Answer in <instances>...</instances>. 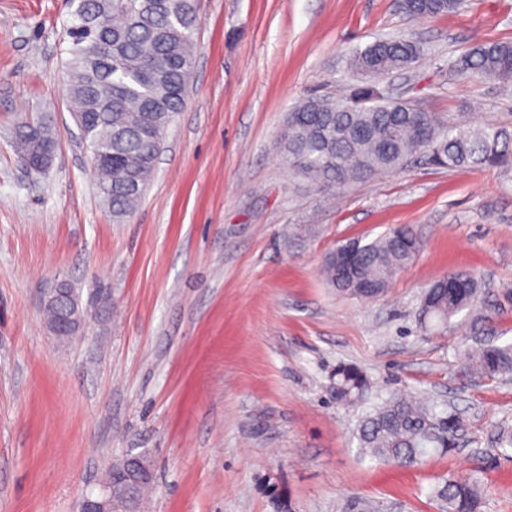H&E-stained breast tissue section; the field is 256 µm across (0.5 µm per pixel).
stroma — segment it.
I'll list each match as a JSON object with an SVG mask.
<instances>
[{"instance_id":"35a3bbf8","label":"stroma","mask_w":512,"mask_h":512,"mask_svg":"<svg viewBox=\"0 0 512 512\" xmlns=\"http://www.w3.org/2000/svg\"><path fill=\"white\" fill-rule=\"evenodd\" d=\"M193 78L138 208L114 220L95 189L66 93L68 0H0V512H77L108 463L144 456L145 512H442L431 491L477 472L482 512H512V375L466 372L473 336L512 342V166L426 162L322 188L278 159L289 112L359 80L345 67L376 39L426 53L378 79L428 112L512 131V87L448 64L512 42V0H466L412 18L401 0H197ZM21 120L53 124L51 166L27 172ZM411 226L422 247L379 297L321 274L340 242ZM476 276V306L423 333L429 286ZM65 280L108 295L75 340L47 330L41 300ZM367 376L340 405L338 366ZM408 394L465 421L453 448L418 465L361 458L354 431Z\"/></svg>"}]
</instances>
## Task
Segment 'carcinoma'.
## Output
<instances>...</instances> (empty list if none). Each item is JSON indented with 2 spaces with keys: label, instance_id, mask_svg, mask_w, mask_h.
I'll return each mask as SVG.
<instances>
[{
  "label": "carcinoma",
  "instance_id": "obj_1",
  "mask_svg": "<svg viewBox=\"0 0 512 512\" xmlns=\"http://www.w3.org/2000/svg\"><path fill=\"white\" fill-rule=\"evenodd\" d=\"M465 0H403L410 17H433L459 10ZM80 22L67 29L65 69L71 111L86 122L85 142L101 200L121 219L141 200L156 170L165 133L185 104L201 24L197 0H80ZM422 45L406 37L380 39L356 51L351 69L374 77L408 71ZM455 72L512 85V42L473 46L452 62ZM17 151L34 153L54 146L45 123L14 127ZM419 155L448 168L476 167L512 159V136L495 126L472 128L443 114L418 112L413 104L376 96L370 86L339 98H309L288 113L280 136L281 165L321 187L356 183L402 168ZM356 246L353 272L342 273L337 252ZM421 247L406 225L369 243L340 244L324 260L328 284L349 295L376 296L408 266ZM433 308L420 311L422 326L443 328L472 306L477 278L452 272L438 280ZM469 370L482 377L512 374V345L483 344L466 350ZM336 400H364L367 378L356 366L341 365L331 381ZM463 430L460 418L440 416L428 404L394 397L359 419V452L374 460L413 466L444 452ZM446 512H481L479 478L450 476L434 491Z\"/></svg>",
  "mask_w": 512,
  "mask_h": 512
}]
</instances>
